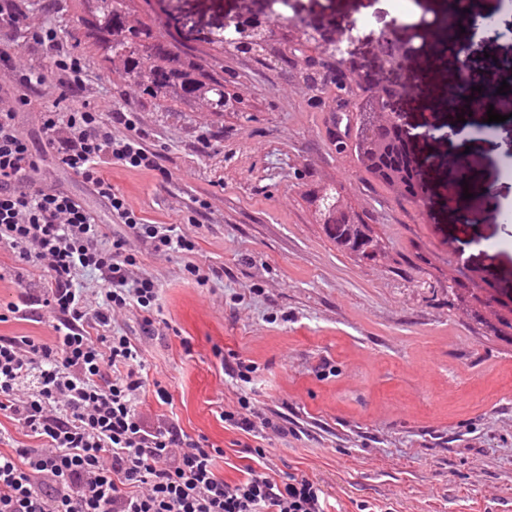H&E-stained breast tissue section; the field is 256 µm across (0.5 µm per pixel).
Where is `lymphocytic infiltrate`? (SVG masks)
<instances>
[{"mask_svg":"<svg viewBox=\"0 0 512 512\" xmlns=\"http://www.w3.org/2000/svg\"><path fill=\"white\" fill-rule=\"evenodd\" d=\"M31 40L48 67L0 52V246L15 263L40 272L45 288L20 292L7 315L47 320L49 338L0 336V415L13 420L32 446L0 450V512H327L313 479L278 475L265 445L294 434L285 417L249 397L221 412L234 445L252 455L242 476L217 470L225 452L175 419L145 426L140 413L146 359L137 339L115 331L121 315L137 313L152 330L161 309L159 286L137 273L132 244L157 256L186 257L200 286L216 269L192 262L195 216L151 224L112 182L118 166L163 172L153 135L136 113L82 99L87 68L61 29L44 25ZM42 144L32 150L18 114L30 94ZM60 167L80 178L108 209V233L82 202L55 180ZM98 272L103 299L91 307L76 288L78 272Z\"/></svg>","mask_w":512,"mask_h":512,"instance_id":"f902f5d3","label":"lymphocytic infiltrate"}]
</instances>
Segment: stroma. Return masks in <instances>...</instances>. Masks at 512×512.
Masks as SVG:
<instances>
[{
	"label": "stroma",
	"instance_id": "35a3bbf8",
	"mask_svg": "<svg viewBox=\"0 0 512 512\" xmlns=\"http://www.w3.org/2000/svg\"><path fill=\"white\" fill-rule=\"evenodd\" d=\"M25 5L23 31H0V49L38 63L29 28L49 20L73 32L91 99L138 113L153 133L169 177L113 168L130 203L160 224L179 223L193 199L210 205L198 216L194 260L223 275L207 286L188 279L184 257L134 246L171 325L151 336L137 314L117 323L145 350L146 386L171 394L168 404L146 394L144 421L171 417L187 434L207 436L225 449L218 471L233 480L238 452L220 413L248 392L300 429L268 455L281 471L316 480L328 512H512V341L487 334L446 292L453 275L489 288L498 308L512 307V223L498 221L512 187L504 160L488 154L486 112L469 118V153L449 139L429 146L428 177L445 178L461 161L475 178L468 223L438 201L428 218L372 177L354 131L337 140L364 93L337 105L331 81L319 98L297 95L294 69L207 40L238 0H127L131 13L164 22L205 63L223 64L229 85L249 88L250 111L221 116L179 100L158 110L109 72L73 31L83 0ZM319 180L342 183L365 211L383 239L381 264L339 251L315 223L304 192ZM234 353L256 363L251 383L225 375Z\"/></svg>",
	"mask_w": 512,
	"mask_h": 512
}]
</instances>
